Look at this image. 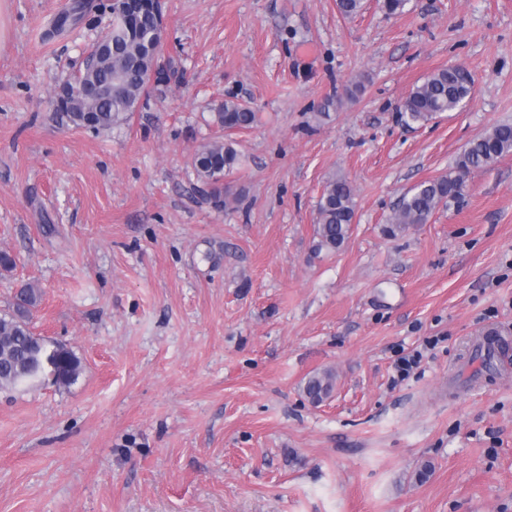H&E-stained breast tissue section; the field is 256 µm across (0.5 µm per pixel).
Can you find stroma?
<instances>
[{
  "mask_svg": "<svg viewBox=\"0 0 512 512\" xmlns=\"http://www.w3.org/2000/svg\"><path fill=\"white\" fill-rule=\"evenodd\" d=\"M67 2L0 0V310L37 286L34 333L82 365L0 393V512H512V372L473 352L512 337V155L385 232L404 193L512 123V0L348 18L336 0H163L165 74L100 135L53 115L107 22L86 0L49 35ZM452 64L473 98L406 124L409 91ZM227 100L260 121L231 136L224 209L192 160ZM337 175L354 224L320 252ZM85 5L83 1L76 0L68 6L53 21V33L63 32L70 24H76L83 18ZM317 215V250L336 252L347 242L355 217L353 188L344 176L327 181L317 202ZM334 375L331 371L310 377L304 386V392L313 403L321 402L333 388Z\"/></svg>",
  "mask_w": 512,
  "mask_h": 512,
  "instance_id": "1",
  "label": "stroma"
}]
</instances>
